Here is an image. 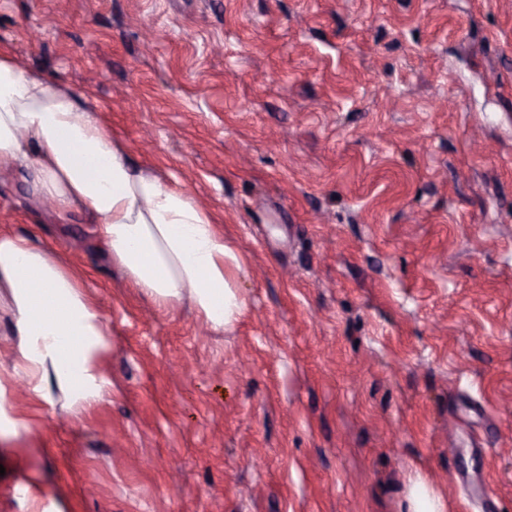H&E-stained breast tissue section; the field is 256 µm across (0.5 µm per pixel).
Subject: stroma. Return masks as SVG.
Wrapping results in <instances>:
<instances>
[{
  "label": "stroma",
  "instance_id": "obj_1",
  "mask_svg": "<svg viewBox=\"0 0 512 512\" xmlns=\"http://www.w3.org/2000/svg\"><path fill=\"white\" fill-rule=\"evenodd\" d=\"M0 48L246 257L216 332L0 176L112 381L79 422L11 391L0 512H512V0H0ZM407 503V512H444L446 508L442 498L419 481L411 487Z\"/></svg>",
  "mask_w": 512,
  "mask_h": 512
}]
</instances>
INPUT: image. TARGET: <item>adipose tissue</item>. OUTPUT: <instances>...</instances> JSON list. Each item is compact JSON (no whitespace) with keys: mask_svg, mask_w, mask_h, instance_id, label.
<instances>
[{"mask_svg":"<svg viewBox=\"0 0 512 512\" xmlns=\"http://www.w3.org/2000/svg\"><path fill=\"white\" fill-rule=\"evenodd\" d=\"M21 168L61 222L98 225L113 266L157 306L189 302L214 330L242 314L244 260L208 211L131 163L93 106L0 50V173ZM0 309L12 375L33 395L75 419L104 399L107 318L57 253L1 234Z\"/></svg>","mask_w":512,"mask_h":512,"instance_id":"obj_1","label":"adipose tissue"}]
</instances>
